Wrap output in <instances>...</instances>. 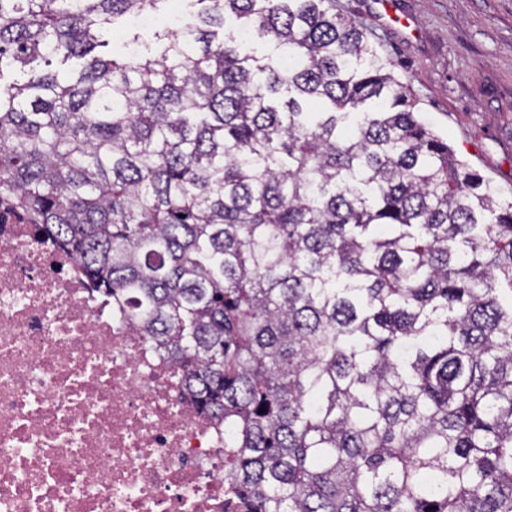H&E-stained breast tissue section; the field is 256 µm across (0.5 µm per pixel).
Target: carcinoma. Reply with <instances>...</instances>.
<instances>
[{
  "instance_id": "1",
  "label": "carcinoma",
  "mask_w": 512,
  "mask_h": 512,
  "mask_svg": "<svg viewBox=\"0 0 512 512\" xmlns=\"http://www.w3.org/2000/svg\"><path fill=\"white\" fill-rule=\"evenodd\" d=\"M0 0V202L224 423L241 512H512V202L336 0Z\"/></svg>"
}]
</instances>
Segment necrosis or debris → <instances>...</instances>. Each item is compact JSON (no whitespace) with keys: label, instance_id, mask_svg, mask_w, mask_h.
<instances>
[{"label":"necrosis or debris","instance_id":"necrosis-or-debris-1","mask_svg":"<svg viewBox=\"0 0 512 512\" xmlns=\"http://www.w3.org/2000/svg\"><path fill=\"white\" fill-rule=\"evenodd\" d=\"M0 512H233L223 426L75 257L5 204Z\"/></svg>","mask_w":512,"mask_h":512}]
</instances>
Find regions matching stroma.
Wrapping results in <instances>:
<instances>
[{"label":"stroma","mask_w":512,"mask_h":512,"mask_svg":"<svg viewBox=\"0 0 512 512\" xmlns=\"http://www.w3.org/2000/svg\"><path fill=\"white\" fill-rule=\"evenodd\" d=\"M411 29L385 27L373 0H337L394 66L422 120L512 201V0H394Z\"/></svg>","instance_id":"35a3bbf8"}]
</instances>
